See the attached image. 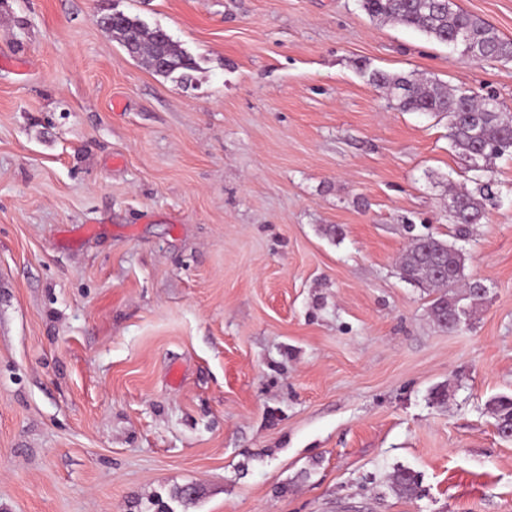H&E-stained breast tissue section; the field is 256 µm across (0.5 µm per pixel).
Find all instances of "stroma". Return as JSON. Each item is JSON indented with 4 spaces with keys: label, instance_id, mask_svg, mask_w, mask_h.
<instances>
[{
    "label": "stroma",
    "instance_id": "stroma-1",
    "mask_svg": "<svg viewBox=\"0 0 512 512\" xmlns=\"http://www.w3.org/2000/svg\"><path fill=\"white\" fill-rule=\"evenodd\" d=\"M112 11L190 81L132 58ZM375 69L512 112V61L359 0H0V512L185 485L173 512H512L488 408L512 396V158L459 241L486 300L443 329L399 261L455 240L474 173ZM119 13V18L116 14ZM112 14L116 21L105 30L115 35L128 54L146 62L156 74L165 78L187 81L190 72L196 68L195 59L175 43L170 35L160 34L157 29L149 30L139 20L124 12L102 13L100 17ZM451 207L456 225V237L464 239L470 224L481 221L484 209L481 202L466 191H456L451 197Z\"/></svg>",
    "mask_w": 512,
    "mask_h": 512
}]
</instances>
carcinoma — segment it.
Here are the masks:
<instances>
[{"label":"carcinoma","mask_w":512,"mask_h":512,"mask_svg":"<svg viewBox=\"0 0 512 512\" xmlns=\"http://www.w3.org/2000/svg\"><path fill=\"white\" fill-rule=\"evenodd\" d=\"M361 9L373 21H393L418 30L435 42L451 46L472 61L488 58L512 60V39L503 37L488 22L469 14L449 0H359ZM107 31L115 35L128 54L146 62L156 74L186 81L196 68L195 59L175 43L170 35L149 30L137 17L120 13ZM369 82L387 91L389 100L405 112H426L448 119V139L458 154L472 160L489 161L512 154V113L504 112L492 96L474 99L458 89L446 88L413 74L375 71ZM456 237L467 236L468 227L483 218L481 202L466 191L452 194ZM465 257L461 249L432 236L414 238L400 261L404 279L420 288L439 291L432 304L438 326L455 330V320L467 315V300L477 305L485 294L474 287L458 296L455 288L463 281ZM496 428L503 436L512 430V396L489 401ZM394 490L403 496L418 493L413 473L402 470Z\"/></svg>","instance_id":"carcinoma-1"}]
</instances>
